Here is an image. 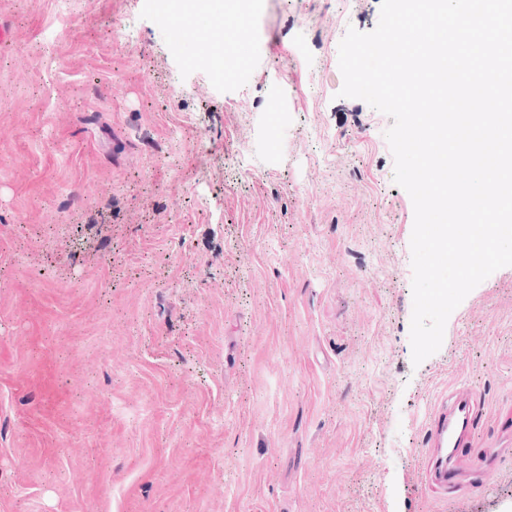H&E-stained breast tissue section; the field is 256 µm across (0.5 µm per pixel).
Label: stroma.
Wrapping results in <instances>:
<instances>
[{
  "instance_id": "stroma-1",
  "label": "stroma",
  "mask_w": 512,
  "mask_h": 512,
  "mask_svg": "<svg viewBox=\"0 0 512 512\" xmlns=\"http://www.w3.org/2000/svg\"><path fill=\"white\" fill-rule=\"evenodd\" d=\"M380 0H254L217 75L154 0H0V512H512V266L413 364ZM480 402L491 488L422 491ZM479 413L477 398L462 391L452 393L435 408L427 435V445L433 448L427 467L432 490L448 495L459 489L460 466L474 447L472 434Z\"/></svg>"
}]
</instances>
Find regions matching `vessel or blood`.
Instances as JSON below:
<instances>
[{
    "mask_svg": "<svg viewBox=\"0 0 512 512\" xmlns=\"http://www.w3.org/2000/svg\"><path fill=\"white\" fill-rule=\"evenodd\" d=\"M480 413L477 398L469 392L452 393L435 408L427 435L432 453L427 467L432 489L451 494L460 485V466L474 446L473 428Z\"/></svg>",
    "mask_w": 512,
    "mask_h": 512,
    "instance_id": "vessel-or-blood-1",
    "label": "vessel or blood"
}]
</instances>
